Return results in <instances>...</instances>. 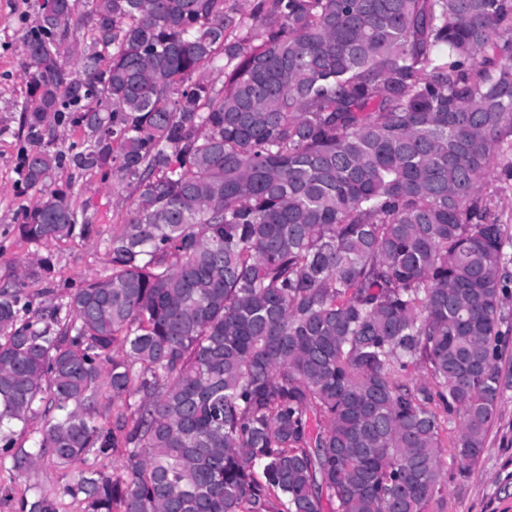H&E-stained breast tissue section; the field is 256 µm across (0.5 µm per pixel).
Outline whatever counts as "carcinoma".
<instances>
[{"instance_id": "carcinoma-1", "label": "carcinoma", "mask_w": 512, "mask_h": 512, "mask_svg": "<svg viewBox=\"0 0 512 512\" xmlns=\"http://www.w3.org/2000/svg\"><path fill=\"white\" fill-rule=\"evenodd\" d=\"M91 4L82 50L71 0L25 35L43 201L19 233L91 237L63 165L138 196L111 274L0 286V465L50 457L80 512H431L438 410L465 470L504 391L512 236L484 185L512 180V0ZM65 121L76 150L45 140Z\"/></svg>"}]
</instances>
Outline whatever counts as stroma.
Here are the masks:
<instances>
[{
	"label": "stroma",
	"instance_id": "1",
	"mask_svg": "<svg viewBox=\"0 0 512 512\" xmlns=\"http://www.w3.org/2000/svg\"><path fill=\"white\" fill-rule=\"evenodd\" d=\"M44 0H0V284L28 257L48 259L52 272L27 278L30 292L54 289L66 297L84 282L110 274L112 262L103 240L127 223L137 197L132 183L100 171L77 172L69 166L55 170L50 188L71 187L77 208L87 209L97 236L67 242L31 243L22 239L18 226L24 214L42 195L23 183L20 165L33 144L20 129L21 111L27 98L24 69L29 62L27 30L41 13ZM505 382L504 395L487 434L480 462L463 471L455 458L458 420L442 433V461L447 492L433 512H512V336L499 357ZM65 480L50 459L31 470L14 471L0 466V512H23L22 498L39 492L58 507L68 508Z\"/></svg>",
	"mask_w": 512,
	"mask_h": 512
}]
</instances>
